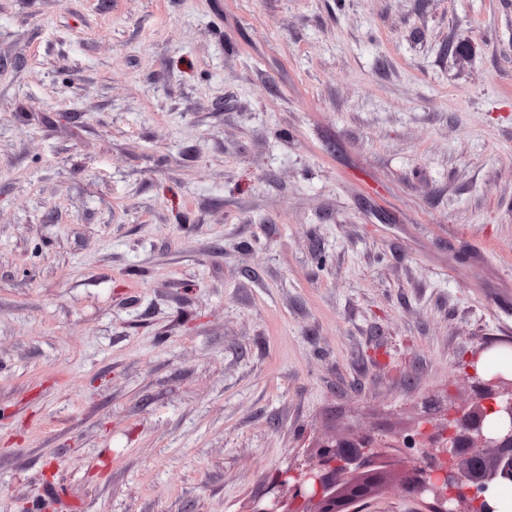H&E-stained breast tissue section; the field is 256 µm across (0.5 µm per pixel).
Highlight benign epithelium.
<instances>
[{
    "instance_id": "benign-epithelium-1",
    "label": "benign epithelium",
    "mask_w": 512,
    "mask_h": 512,
    "mask_svg": "<svg viewBox=\"0 0 512 512\" xmlns=\"http://www.w3.org/2000/svg\"><path fill=\"white\" fill-rule=\"evenodd\" d=\"M473 404L449 405L442 418L403 432L360 430L319 442L320 453L280 482V494L251 512H359L394 476L428 512H498L494 489L512 484V373L472 376ZM496 412L502 426L486 428ZM398 448L406 465L395 471L387 453Z\"/></svg>"
}]
</instances>
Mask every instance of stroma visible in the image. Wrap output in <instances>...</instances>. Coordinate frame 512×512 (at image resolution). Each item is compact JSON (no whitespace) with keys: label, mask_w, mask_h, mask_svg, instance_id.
<instances>
[{"label":"stroma","mask_w":512,"mask_h":512,"mask_svg":"<svg viewBox=\"0 0 512 512\" xmlns=\"http://www.w3.org/2000/svg\"><path fill=\"white\" fill-rule=\"evenodd\" d=\"M512 342V0H0V512H249Z\"/></svg>","instance_id":"obj_1"}]
</instances>
